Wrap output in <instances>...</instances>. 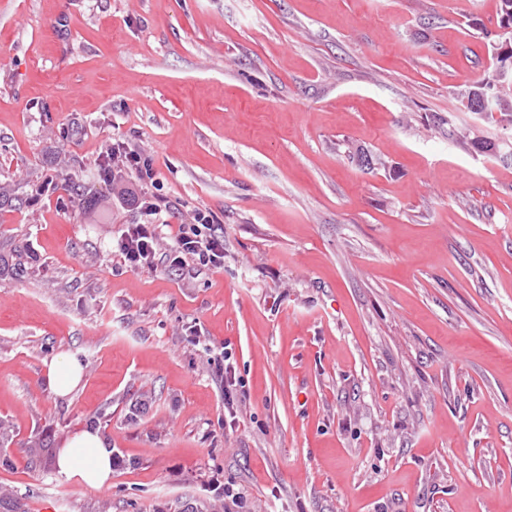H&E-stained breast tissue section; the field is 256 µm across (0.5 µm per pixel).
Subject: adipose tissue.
<instances>
[{"label":"adipose tissue","mask_w":512,"mask_h":512,"mask_svg":"<svg viewBox=\"0 0 512 512\" xmlns=\"http://www.w3.org/2000/svg\"><path fill=\"white\" fill-rule=\"evenodd\" d=\"M58 471L78 478L87 489L107 488L112 476V452L104 435L96 429L82 428L71 433L56 454Z\"/></svg>","instance_id":"adipose-tissue-1"}]
</instances>
